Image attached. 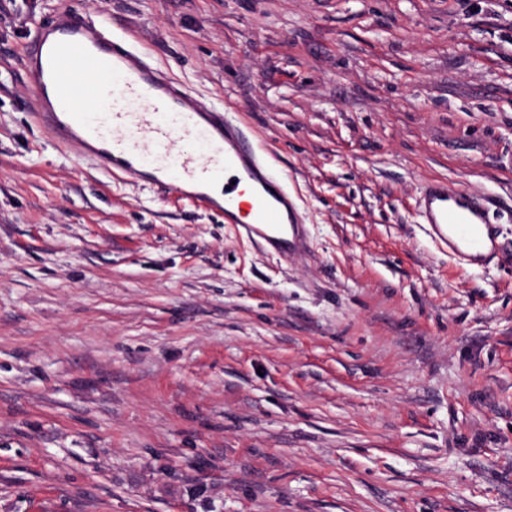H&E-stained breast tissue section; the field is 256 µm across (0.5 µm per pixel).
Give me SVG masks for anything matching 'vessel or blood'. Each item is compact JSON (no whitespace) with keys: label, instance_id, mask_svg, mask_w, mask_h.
I'll list each match as a JSON object with an SVG mask.
<instances>
[{"label":"vessel or blood","instance_id":"vessel-or-blood-1","mask_svg":"<svg viewBox=\"0 0 512 512\" xmlns=\"http://www.w3.org/2000/svg\"><path fill=\"white\" fill-rule=\"evenodd\" d=\"M33 116L58 142L108 174L149 180L166 194L199 203L237 222V198L248 187L246 237L289 253L302 246L300 215L284 190L285 175L255 149L223 106L199 100L171 74L139 56L105 16L76 8L37 21L22 54ZM91 108H83V101ZM223 198L209 187L225 171ZM492 197L449 185L423 184L416 200L422 223L465 267L502 252L490 213Z\"/></svg>","mask_w":512,"mask_h":512}]
</instances>
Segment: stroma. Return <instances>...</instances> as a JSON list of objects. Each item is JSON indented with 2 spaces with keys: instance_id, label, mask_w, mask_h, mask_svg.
<instances>
[{
  "instance_id": "1",
  "label": "stroma",
  "mask_w": 512,
  "mask_h": 512,
  "mask_svg": "<svg viewBox=\"0 0 512 512\" xmlns=\"http://www.w3.org/2000/svg\"><path fill=\"white\" fill-rule=\"evenodd\" d=\"M72 5L275 152L303 250L49 139L22 48ZM0 512H512V0H0ZM496 201L485 194L462 190L447 180H429L416 200L421 224L449 253L462 258L465 268L484 266L502 252L490 213Z\"/></svg>"
}]
</instances>
